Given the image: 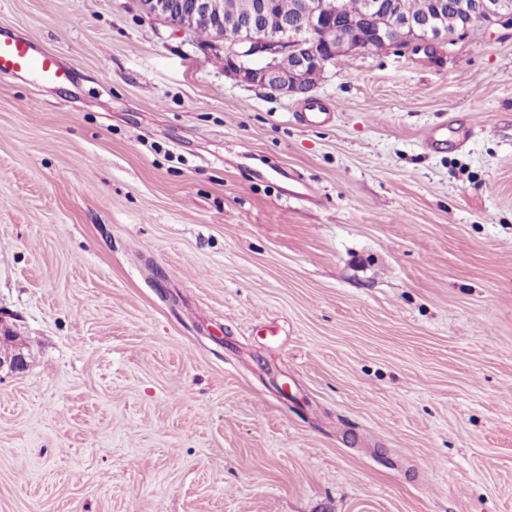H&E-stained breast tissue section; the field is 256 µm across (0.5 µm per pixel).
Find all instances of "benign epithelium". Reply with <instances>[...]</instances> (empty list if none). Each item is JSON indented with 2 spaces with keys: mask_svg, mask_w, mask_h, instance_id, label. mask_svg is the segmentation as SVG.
<instances>
[{
  "mask_svg": "<svg viewBox=\"0 0 512 512\" xmlns=\"http://www.w3.org/2000/svg\"><path fill=\"white\" fill-rule=\"evenodd\" d=\"M144 10L166 18L180 30L211 26L224 42V65L247 84L283 95L307 94L306 72L331 63L324 48L331 37L341 40L342 56L368 50L412 46L430 52L438 36L430 19H414L394 11L384 13L380 0H368L363 24L346 21L337 0L310 3L296 18L273 27L264 22L265 4L256 5L246 19L224 18L222 0H141ZM465 28L478 22H512V0H461ZM25 367L21 353L0 349V370L18 372Z\"/></svg>",
  "mask_w": 512,
  "mask_h": 512,
  "instance_id": "obj_1",
  "label": "benign epithelium"
}]
</instances>
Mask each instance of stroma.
I'll list each match as a JSON object with an SVG mask.
<instances>
[{"label":"stroma","instance_id":"35a3bbf8","mask_svg":"<svg viewBox=\"0 0 512 512\" xmlns=\"http://www.w3.org/2000/svg\"><path fill=\"white\" fill-rule=\"evenodd\" d=\"M0 33L71 75L0 74V512H512L511 25L305 96L140 0Z\"/></svg>","mask_w":512,"mask_h":512}]
</instances>
